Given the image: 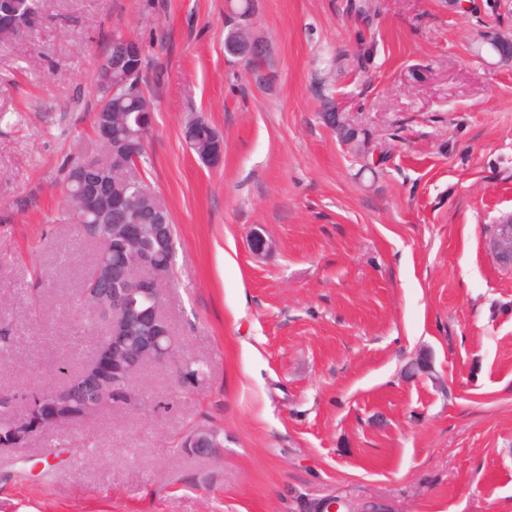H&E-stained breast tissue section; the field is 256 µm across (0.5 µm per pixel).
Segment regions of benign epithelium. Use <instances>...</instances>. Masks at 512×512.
<instances>
[{
  "label": "benign epithelium",
  "instance_id": "7a95c632",
  "mask_svg": "<svg viewBox=\"0 0 512 512\" xmlns=\"http://www.w3.org/2000/svg\"><path fill=\"white\" fill-rule=\"evenodd\" d=\"M136 45L135 40L122 37V44L106 62L112 73L120 78L112 85L114 95L125 88L121 77L127 74V62ZM224 51L245 61L268 54L269 46L260 32L247 22L234 27L224 38ZM152 112L154 105L146 98L139 114L127 116L122 113L117 119L108 106V98L104 97L95 112L94 138L100 143L110 142L115 124L127 120L146 131L152 125ZM321 116L332 130L338 125L351 123L349 113L338 105L328 108ZM79 179L84 188L83 206L94 211L97 220L105 226V235L100 237L102 260L96 270L94 288L88 292L84 302L94 310L114 304L109 327L112 340L99 350L81 376L68 375L59 386L24 395L18 415L8 410L1 412L2 448L24 450L34 438L49 430L105 409L136 407V393L130 387L132 380L143 366L163 364L175 351L163 313L168 270L156 261L154 254L139 248L143 225L130 216L124 201L112 197L111 191L100 193L101 175L95 167L81 168ZM156 235L159 251L169 254V261H174L175 245L166 225H157ZM115 240L125 247L123 275L132 286L129 294L113 286L114 270L107 255L110 243ZM488 247L499 265L512 268V214L497 223ZM218 447L220 444L211 438V429L207 426L198 427L188 444L189 450L198 455H210Z\"/></svg>",
  "mask_w": 512,
  "mask_h": 512
}]
</instances>
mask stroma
Here are the masks:
<instances>
[{"label":"stroma","instance_id":"obj_1","mask_svg":"<svg viewBox=\"0 0 512 512\" xmlns=\"http://www.w3.org/2000/svg\"><path fill=\"white\" fill-rule=\"evenodd\" d=\"M254 0L269 83L224 52L230 0H43L0 42V385L87 365L105 328L78 302L95 251L61 171L96 150L95 67L143 49L149 179L176 226L164 307L178 357L147 396L0 448V512H512V0ZM353 112L373 169L321 120ZM223 138L206 165L183 140ZM269 246L255 254L253 228ZM203 375L180 381V355ZM224 446L183 449L198 426ZM488 240V247L496 261L504 268H512V214L503 217ZM511 226V231L508 228Z\"/></svg>","mask_w":512,"mask_h":512}]
</instances>
